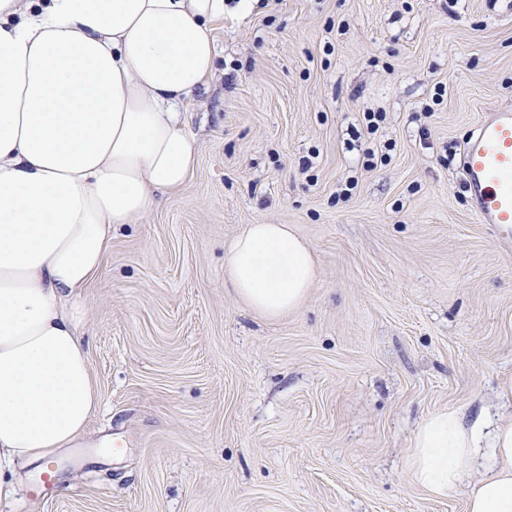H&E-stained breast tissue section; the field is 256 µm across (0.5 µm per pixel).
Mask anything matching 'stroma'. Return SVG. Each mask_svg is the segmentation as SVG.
<instances>
[{
	"label": "stroma",
	"mask_w": 512,
	"mask_h": 512,
	"mask_svg": "<svg viewBox=\"0 0 512 512\" xmlns=\"http://www.w3.org/2000/svg\"><path fill=\"white\" fill-rule=\"evenodd\" d=\"M214 36L196 169L115 231L87 291L97 464L58 450L49 498L21 465L0 512H466L408 458L435 411L512 417V240L460 172L470 130L512 106V0H255ZM248 224L315 254L277 320L224 276Z\"/></svg>",
	"instance_id": "obj_1"
}]
</instances>
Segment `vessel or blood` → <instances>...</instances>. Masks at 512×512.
<instances>
[{"label":"vessel or blood","instance_id":"b4317fda","mask_svg":"<svg viewBox=\"0 0 512 512\" xmlns=\"http://www.w3.org/2000/svg\"><path fill=\"white\" fill-rule=\"evenodd\" d=\"M464 184L479 223L512 236V108L491 110L475 126L462 156Z\"/></svg>","mask_w":512,"mask_h":512}]
</instances>
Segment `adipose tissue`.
Segmentation results:
<instances>
[{
    "label": "adipose tissue",
    "mask_w": 512,
    "mask_h": 512,
    "mask_svg": "<svg viewBox=\"0 0 512 512\" xmlns=\"http://www.w3.org/2000/svg\"><path fill=\"white\" fill-rule=\"evenodd\" d=\"M226 0H0V500L14 465L75 447L101 406L82 341L87 288L119 225L181 189L198 156L182 107L215 71ZM266 318L297 309L314 253L288 224H250L224 256ZM413 482L466 512H512V420L424 418Z\"/></svg>",
    "instance_id": "ef3b65f1"
}]
</instances>
